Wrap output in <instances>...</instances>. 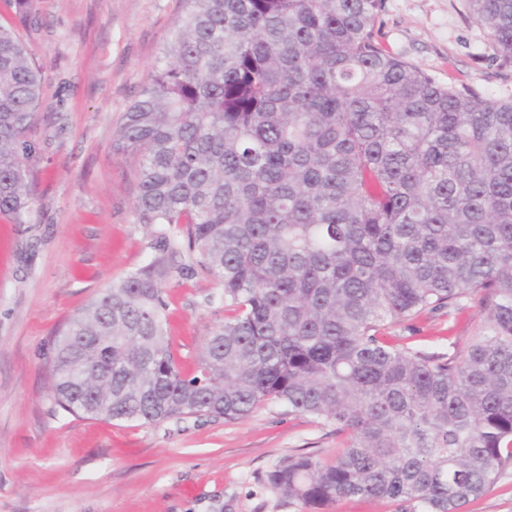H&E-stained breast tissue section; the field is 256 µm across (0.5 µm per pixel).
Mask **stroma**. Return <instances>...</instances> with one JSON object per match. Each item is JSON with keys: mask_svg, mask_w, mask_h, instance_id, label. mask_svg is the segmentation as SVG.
I'll return each mask as SVG.
<instances>
[{"mask_svg": "<svg viewBox=\"0 0 512 512\" xmlns=\"http://www.w3.org/2000/svg\"><path fill=\"white\" fill-rule=\"evenodd\" d=\"M185 0H0V27L42 67L38 119L24 160L28 223L0 215V512H305L267 483L284 458L332 459L330 429L286 405L244 419L158 426L65 413L51 392L54 338L77 309L155 256L135 221L136 162L113 149L129 105L169 41ZM379 39L443 84L512 100V65L462 0H385ZM211 280L165 284L170 329L185 369L224 322ZM473 300L455 312L391 328L400 345L442 354L483 320Z\"/></svg>", "mask_w": 512, "mask_h": 512, "instance_id": "obj_1", "label": "stroma"}]
</instances>
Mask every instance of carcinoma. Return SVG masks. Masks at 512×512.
Here are the masks:
<instances>
[{
    "instance_id": "obj_1",
    "label": "carcinoma",
    "mask_w": 512,
    "mask_h": 512,
    "mask_svg": "<svg viewBox=\"0 0 512 512\" xmlns=\"http://www.w3.org/2000/svg\"><path fill=\"white\" fill-rule=\"evenodd\" d=\"M186 2L113 144L136 160L158 253L58 332L56 405L157 426L279 402L345 437L333 460L279 462L281 495L463 512L512 465V101L388 53L384 0ZM464 8L512 65V0ZM42 83L0 28V215L16 224ZM185 272L230 312L192 375L163 290ZM474 298L486 314L461 352L384 336Z\"/></svg>"
}]
</instances>
